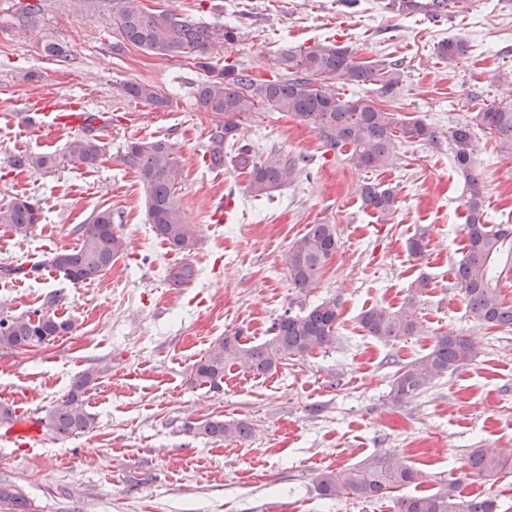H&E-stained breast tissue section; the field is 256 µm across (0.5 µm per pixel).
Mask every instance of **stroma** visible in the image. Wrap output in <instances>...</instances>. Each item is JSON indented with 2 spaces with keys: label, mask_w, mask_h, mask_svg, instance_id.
<instances>
[{
  "label": "stroma",
  "mask_w": 512,
  "mask_h": 512,
  "mask_svg": "<svg viewBox=\"0 0 512 512\" xmlns=\"http://www.w3.org/2000/svg\"><path fill=\"white\" fill-rule=\"evenodd\" d=\"M150 7L237 26L243 38L218 45L213 60L238 63L260 79L270 62L322 41L349 47L357 61L402 60L398 96L404 116L423 119L434 140L403 144L394 165L365 171L345 151L330 149L316 130L273 110L242 121L243 142L255 154L277 151L307 160L304 172L257 202L246 170L209 169L202 157L215 125L194 97L203 71L185 58L135 48L112 52L109 10L80 0H44L41 22L18 35L13 0H0V204L17 195L42 199L45 220L29 237L0 233V265L25 264L52 249H71L78 227L111 209L128 243L101 280L75 285L55 269L39 277L0 279V314L48 310L75 328L42 348L0 350V392L15 395L37 416L63 396L74 377L109 370L86 395L93 431L67 440L41 434L18 452L0 424V482L18 486L35 512H394L389 499H328L317 489L324 470L391 455L419 469V490L433 493L460 477L468 454L496 448L512 454V328L474 322L455 279L464 253L470 188L453 162L452 128L492 100H512V0H476L471 10L434 22L402 15L389 0H148ZM464 38L467 54L448 66L441 41ZM63 44L72 59L46 57L45 41ZM38 73L61 101L106 113L100 129L105 155L94 169L64 165L15 176L19 151L63 152L9 121L17 99L38 94ZM146 82L168 100L156 107L128 99L123 86ZM137 123H127L129 113ZM167 139L184 171L178 190L189 223L199 230L191 262L200 276L171 285L176 260L155 237L147 198L120 157L127 141ZM474 170L489 223L512 225V154L477 132ZM388 187L397 210L389 223L361 206L365 183ZM232 189L235 218L214 221V206ZM313 224L335 225L340 247L313 288H294L283 262L289 244ZM424 235L423 256L407 245ZM418 335L384 343L359 324L374 305L400 306L416 285ZM336 301L339 326L328 349L256 375L235 366L221 390L191 382L194 363L218 338L242 332L256 344L269 338L284 311ZM470 338L477 359L427 392L393 403L390 384L404 363L425 355L435 336ZM251 424L249 438L204 439L188 424L209 417ZM417 488H402V495Z\"/></svg>",
  "instance_id": "1"
}]
</instances>
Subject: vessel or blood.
Instances as JSON below:
<instances>
[{"label":"vessel or blood","mask_w":512,"mask_h":512,"mask_svg":"<svg viewBox=\"0 0 512 512\" xmlns=\"http://www.w3.org/2000/svg\"><path fill=\"white\" fill-rule=\"evenodd\" d=\"M16 115L22 118L26 127L39 132L51 143L76 130L82 123L78 108L60 103L56 93L52 91L28 98ZM39 434V424L31 416L12 427L15 444L24 452L29 451L31 440Z\"/></svg>","instance_id":"1"}]
</instances>
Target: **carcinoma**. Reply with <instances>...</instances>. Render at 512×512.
I'll return each instance as SVG.
<instances>
[{
	"label": "carcinoma",
	"instance_id": "carcinoma-1",
	"mask_svg": "<svg viewBox=\"0 0 512 512\" xmlns=\"http://www.w3.org/2000/svg\"><path fill=\"white\" fill-rule=\"evenodd\" d=\"M111 6L112 27L119 38L114 46L122 51L137 47L151 55L187 57L206 73L195 89L194 97L201 111L224 118L210 134L209 150L217 152L209 166L224 167V148L235 150L231 161L248 170V193L254 199L270 198L279 187L295 177L304 159L289 160L278 152L259 158L247 144L241 143L240 120L262 108L292 115L310 124L331 149H350V162L359 169L379 170L393 161L396 148L403 142H423L435 138L434 130L419 118H401L397 106L375 101L368 95L343 100L332 89L334 82L376 86L380 98H394L403 83V61L364 64L355 60L346 46L317 43L296 54L277 58L278 70L272 80H262L234 63L217 68L210 62L211 46L233 44L242 33L233 26H211L174 10H155L144 0H107ZM401 14L424 13L448 17V0H391ZM43 7L41 0H18L17 26L26 33L38 25ZM468 51L463 39L438 43L437 56L454 65ZM127 97L160 104L163 97L148 83H128ZM98 112L87 113L84 134L72 139L67 151L17 154L9 160L17 173L47 171L67 163L95 168L101 163L103 145L95 134ZM476 123H459L451 130L454 161L467 179L470 196L464 231L467 239L456 279L460 285L469 316L489 327H512V302L508 303L499 287L501 275L496 266L507 252L512 255V225L487 223L483 188L473 173V127L492 138L504 152L512 154V104L492 102L474 116ZM122 161L134 169L147 194L148 220L154 235L168 248L185 256L169 266L166 278L176 286L195 282L198 269L187 256L197 247L196 225L186 221L178 185L182 168L175 148L166 139L131 140L124 146ZM365 208L382 221L391 220L396 212L392 191L372 183L361 188ZM41 200L15 196L0 204V228L3 232L26 238L43 223ZM81 243L67 250L48 253L44 264L59 271L73 284L101 278L112 267L114 258L126 250V242L114 225L112 209L93 213L80 227ZM339 248L334 224H312L288 247L284 261L289 278L296 288L306 290L318 281L323 269ZM339 314L336 301H322L298 314L284 312L270 331L272 336L253 346L241 342L238 334L217 339L192 368L193 383L218 389L224 382V368L241 364L251 372L265 375L293 357H305L330 347L336 339ZM367 335L390 343L420 332L416 295L406 298L398 308L372 306L359 317ZM74 329L69 319L34 311L31 316L0 315V349L31 351L64 336ZM478 351L466 336L445 332L435 337L430 351L423 357L401 366L390 385L392 401L400 404L414 398L431 385L454 373L460 366L474 361ZM101 371L86 370L76 377L69 391L41 420L43 428L59 439H69L94 428L95 417L86 410L84 394ZM188 430L217 440L237 441L250 436L245 421L207 418ZM512 470V458L494 448H476L467 460L464 476L495 483L499 476ZM425 482V475L391 456H379L352 467L338 468L318 477V490L328 498L383 499L401 487ZM460 479L435 492L394 500L395 512H497L490 497L462 500L455 494ZM0 509L3 512H33L30 502L12 484H0Z\"/></svg>",
	"mask_w": 512,
	"mask_h": 512
}]
</instances>
